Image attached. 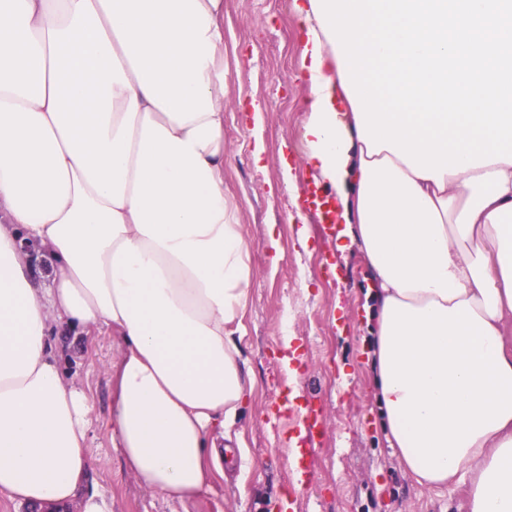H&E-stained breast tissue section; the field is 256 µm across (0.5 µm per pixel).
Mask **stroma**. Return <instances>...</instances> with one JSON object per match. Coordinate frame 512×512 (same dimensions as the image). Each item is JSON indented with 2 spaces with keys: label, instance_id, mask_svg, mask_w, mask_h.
Here are the masks:
<instances>
[{
  "label": "stroma",
  "instance_id": "35a3bbf8",
  "mask_svg": "<svg viewBox=\"0 0 512 512\" xmlns=\"http://www.w3.org/2000/svg\"><path fill=\"white\" fill-rule=\"evenodd\" d=\"M301 52L290 0H224V187L237 203L250 243L254 280L241 325H230L252 395L224 431L232 460L212 472L210 488L181 505L142 488L112 444V387L106 369L116 354L108 333L61 335L62 365L86 390L94 414L89 451L94 465L84 491L109 512H466L467 480L430 488L401 465L381 427L370 364L374 338L367 325L363 262L338 253L335 237L314 209L308 246H301L293 207L282 189L290 163L301 190L313 181L302 158ZM263 111L266 165L252 159L249 106ZM276 229L279 247L268 245ZM296 358L284 364V335ZM297 378H290L289 367ZM310 410L321 435L309 463L312 483L297 485L292 470L299 413Z\"/></svg>",
  "mask_w": 512,
  "mask_h": 512
}]
</instances>
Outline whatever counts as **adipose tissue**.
I'll use <instances>...</instances> for the list:
<instances>
[{
	"mask_svg": "<svg viewBox=\"0 0 512 512\" xmlns=\"http://www.w3.org/2000/svg\"><path fill=\"white\" fill-rule=\"evenodd\" d=\"M304 161L377 302L385 431L418 482L512 512V164L442 179L372 153L311 0H291ZM224 189V0H0V493L81 496L92 404L53 334L115 336L112 443L187 504L251 387L227 328L252 280ZM47 263L46 275L37 272Z\"/></svg>",
	"mask_w": 512,
	"mask_h": 512,
	"instance_id": "obj_1",
	"label": "adipose tissue"
}]
</instances>
